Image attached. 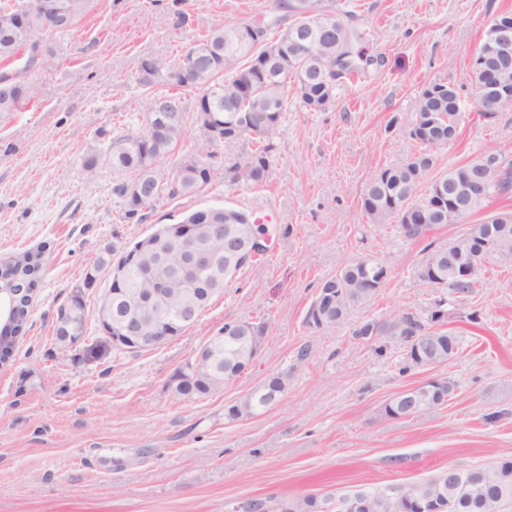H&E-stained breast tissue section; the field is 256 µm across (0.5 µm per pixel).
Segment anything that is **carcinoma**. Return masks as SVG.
Wrapping results in <instances>:
<instances>
[{"label": "carcinoma", "instance_id": "carcinoma-1", "mask_svg": "<svg viewBox=\"0 0 512 512\" xmlns=\"http://www.w3.org/2000/svg\"><path fill=\"white\" fill-rule=\"evenodd\" d=\"M49 10L60 13V22L42 29L32 12L19 7H0V65H8L22 55L38 51L42 54L41 69L51 70L54 57L41 47V37L69 30L84 14L88 0H42ZM282 14L269 23L226 25L213 23L203 37L193 44L198 63L193 70L172 68L159 58H142L132 75L141 87L162 82L174 87L193 86L200 89L193 112L195 131L188 135L185 115L187 105L175 93H148L141 100L144 127L138 132L129 129L112 138L106 159L112 167L128 173L112 184V194L123 200V219L143 222L150 210L165 198L191 196L209 184L215 172L217 147L224 133L231 139H248L249 150L224 169V178L231 184L260 187L267 183L271 153L270 137L277 130L288 106V93L300 98L313 110H323L331 102L336 87L359 72L361 65L372 59L358 53L353 57L356 40L362 39L351 22L355 11L340 0H280ZM305 48L297 53L295 43ZM474 67L488 71L478 75L485 82L472 103L486 120L498 113L488 103L502 90H512V12L494 16L480 45V56ZM36 97L35 89L18 79L6 80L0 74V114L9 116L21 111ZM463 99L459 90L448 83H434L424 89L417 101L416 119L409 131L413 151L410 159L399 166L385 168L367 183L361 197L365 215L374 224H397L407 238L415 239L426 232L456 224L464 228L448 243V248L430 252L419 267V278L432 287L456 294L465 301L473 293L474 281L458 279L453 270L467 260L473 243L486 238L496 244L488 249L481 268L512 265V212L491 213L479 220L468 221L482 213L489 201L507 192L512 184V161L498 151H487L465 163L428 179L436 165L435 152L452 143L463 119ZM212 113L221 126L219 134L198 115ZM190 142L189 151L176 157L177 146ZM239 224V233L249 230L247 216L237 210L209 207L194 210L177 224L165 227L167 236H146L122 252L117 262L100 258L85 275V283L93 285L103 271L119 275L126 289V304L148 296L149 280L163 276L170 280L169 296L174 301L198 294L199 286L186 272L175 274L165 265V255L176 254L182 247L183 224ZM198 243L213 248V275L224 272L230 257L225 253L224 237L199 234ZM377 265L372 259L358 258L345 265L336 275L326 279L330 285L343 289V295L317 318L315 305H310L305 324L314 329L343 322L356 307L370 302L379 292L365 288V276ZM40 253L27 252L3 265L10 276L11 297L15 300V324L0 342V356L9 358L18 337L25 332L28 306L39 288ZM446 299L434 303L427 318L415 316L410 324L371 321L353 331L365 341L397 340L409 334L422 335L436 324L448 322L444 309ZM232 327L230 336L213 345L211 368L198 374L200 384L195 391L206 394L234 380L241 373L240 354L244 339L236 330L265 327L263 323L226 322ZM270 405L262 386L240 396L228 407L227 417L255 416ZM419 498H448L453 512H496L512 503V460L486 466L457 468L425 481L393 491L374 488L353 491L368 501L366 512H400L403 494Z\"/></svg>", "mask_w": 512, "mask_h": 512}]
</instances>
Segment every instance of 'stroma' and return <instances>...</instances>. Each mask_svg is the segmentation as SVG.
Returning <instances> with one entry per match:
<instances>
[{"label": "stroma", "instance_id": "35a3bbf8", "mask_svg": "<svg viewBox=\"0 0 512 512\" xmlns=\"http://www.w3.org/2000/svg\"><path fill=\"white\" fill-rule=\"evenodd\" d=\"M277 0H90L69 30L46 39L57 66L34 69L23 110L0 116V259L43 254L26 336L0 368V512H243L361 487L389 489L448 468L512 459V266L475 278L462 304L448 303L459 351L448 362L399 373L404 345L385 354L352 331L409 309L427 316L436 291L417 276L429 247L457 227L416 240L361 209L366 184L405 163L416 101L431 83L466 84L492 16L512 0H356L355 23L374 65L337 88L325 110L289 99L272 137L268 181L232 186L222 170L198 195L163 200L140 224L113 196L120 174L104 155L117 126L141 128L136 62L179 61L217 20L278 16ZM512 159V112L497 122L468 107L437 171L488 150ZM206 207L245 212L268 228V251L214 298L198 321L159 348L113 346L99 321L109 282L85 287L104 254ZM372 257L388 269L373 300L339 325L304 323L320 283L346 262ZM86 303L75 347L55 336L74 291ZM266 324V341L244 372L206 394H180L179 375L227 322ZM287 373L281 398L258 415L227 408L268 376ZM431 379L455 382L451 400L404 418L386 415L401 391Z\"/></svg>", "mask_w": 512, "mask_h": 512}]
</instances>
